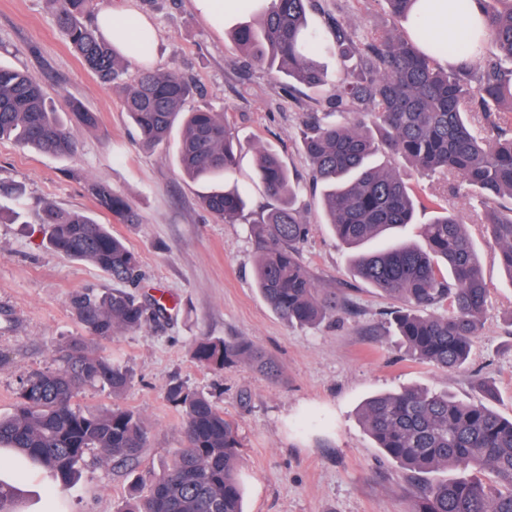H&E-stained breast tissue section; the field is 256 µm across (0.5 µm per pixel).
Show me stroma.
Wrapping results in <instances>:
<instances>
[{
  "mask_svg": "<svg viewBox=\"0 0 512 512\" xmlns=\"http://www.w3.org/2000/svg\"><path fill=\"white\" fill-rule=\"evenodd\" d=\"M320 2L308 14L315 29L325 28L329 12L361 27L389 23L379 0ZM100 5L146 17L151 25L153 59L133 62L132 72L176 67L198 87L194 106L223 113L243 144L233 180L248 207L236 223L217 220L199 205L205 185L181 175L175 142L154 152L139 147L119 90L101 83L73 52L56 26L50 0H0V66L39 78L61 120H68L71 100L98 118L93 128L72 125L77 151L67 157L0 142V181L23 189L21 197H1L0 211L20 209L27 216L23 224L0 222V416L13 413L22 377L57 368V348L85 335L72 296L116 287L95 265L47 246L35 222L44 202L94 213L109 225L140 257L136 295L162 299L167 308L164 317L139 330L91 342L92 350L128 369L131 380L121 399L98 385L81 388L75 398L85 412L117 403L141 417L148 440L137 470L101 461L94 450L76 485L55 495L48 474L27 467L18 481L20 512H121L137 477L162 471L185 446L182 416L166 398L175 379L205 394L235 422L244 512H409L404 470L376 448L361 422L368 397L417 385L477 402L484 398L478 385L483 378L497 390L492 409L512 419V281L498 263L482 211L455 193L453 181L393 161L417 194L463 214L489 289L466 368L443 370L415 361L393 334V302L352 275L347 250L324 224L320 194L310 186L298 128L307 113L331 111V103L303 88L288 92L282 79L236 49L229 26L203 16L193 0ZM259 146L277 153L304 188L297 205L311 231L300 261L317 288L345 297L335 320L289 324L257 288L252 227L274 205L254 178ZM94 179L125 197L138 223L116 224L98 210L87 191ZM200 336L246 341L272 359L277 372L267 376L245 357L221 370L202 368L192 356Z\"/></svg>",
  "mask_w": 512,
  "mask_h": 512,
  "instance_id": "35a3bbf8",
  "label": "stroma"
}]
</instances>
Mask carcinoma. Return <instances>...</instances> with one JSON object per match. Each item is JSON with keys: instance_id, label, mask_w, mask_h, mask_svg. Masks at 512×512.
<instances>
[{"instance_id": "carcinoma-1", "label": "carcinoma", "mask_w": 512, "mask_h": 512, "mask_svg": "<svg viewBox=\"0 0 512 512\" xmlns=\"http://www.w3.org/2000/svg\"><path fill=\"white\" fill-rule=\"evenodd\" d=\"M51 2L76 55L99 79L119 88L142 148L167 144L179 125L177 161L188 178L215 181L235 171L238 147L224 113L185 109L196 85L173 68L124 81L130 61L85 21L98 0ZM315 2L241 0L242 11L252 19L231 30L232 40L254 62L282 75L288 86L324 92L335 101L337 120L312 112L300 136L312 186L321 187L326 223L352 250L354 274L402 302L392 321L411 356L443 369L460 368L468 361L487 304L479 254L461 214L443 207L421 225L423 244L361 250L388 230L414 223L417 208L405 178L372 159L396 156L429 176H457L458 189L483 205L487 230L512 282V136L502 127V113L512 112V0H448L459 15L478 6L482 27L447 39L433 37L427 26L413 32L404 27L417 0H382L394 20L389 28H360L335 18L330 25L334 53L344 63L357 62L331 88L317 60L323 34L307 22ZM475 113L483 121L479 130L472 121ZM70 114L78 124L96 125L94 113L77 103ZM0 140L56 156L76 149L42 83L4 67ZM255 174L277 201L253 226L257 288L290 322L313 325L336 317L344 299L322 293L299 261L311 225L294 207L297 188L287 168L276 153L258 148ZM88 190L97 208L116 222H138L132 205L108 183L93 181ZM199 202L226 223L235 222L247 206L241 191L225 185ZM39 224L51 249L96 265L114 281L134 286L140 280L135 254L88 212L46 203ZM440 307L444 313L432 312ZM72 309L90 338L109 339L159 318L165 307L114 289L79 293ZM244 354L260 369L272 370L260 351L239 341L201 336L193 352L200 366L214 369ZM57 360V370L34 371L21 381L15 412L0 417V447L49 472L54 490L62 493L94 449L119 464L137 466L147 430L129 409L75 410L72 401L87 384L119 396L130 383L128 371L94 353L85 337L59 349ZM167 399L181 411L185 448L160 473L149 475L147 491L125 512H242L234 423L209 398L180 383L169 385ZM362 421L376 446L416 475L448 465L463 471L486 468L494 475L491 483L477 476L434 483L419 479L413 484L411 512H512V419L482 402L462 403L409 387L369 398ZM17 495L16 487L0 481V512H14Z\"/></svg>"}]
</instances>
